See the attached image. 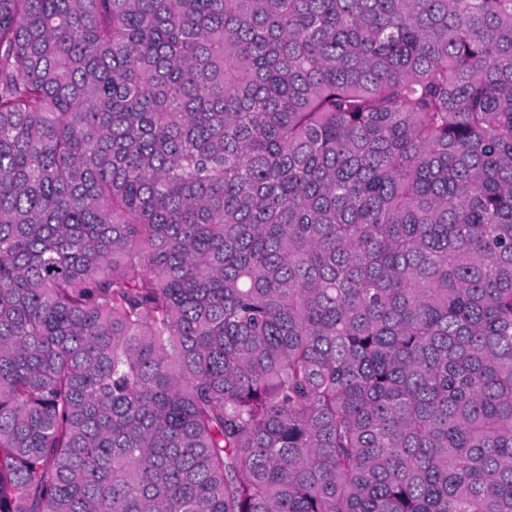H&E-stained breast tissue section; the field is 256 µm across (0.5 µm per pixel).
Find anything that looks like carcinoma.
I'll return each instance as SVG.
<instances>
[{
    "instance_id": "carcinoma-1",
    "label": "carcinoma",
    "mask_w": 512,
    "mask_h": 512,
    "mask_svg": "<svg viewBox=\"0 0 512 512\" xmlns=\"http://www.w3.org/2000/svg\"><path fill=\"white\" fill-rule=\"evenodd\" d=\"M0 512H512V0H0Z\"/></svg>"
}]
</instances>
